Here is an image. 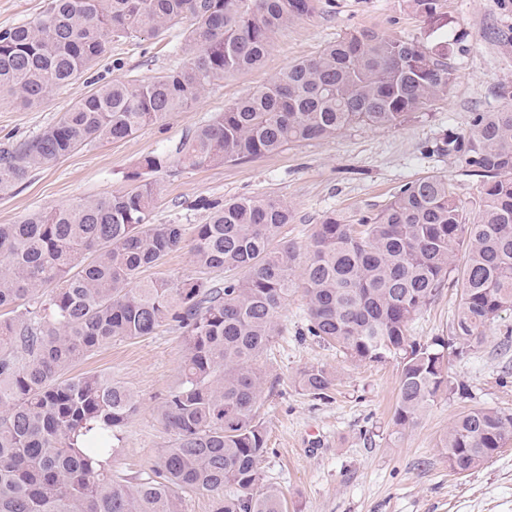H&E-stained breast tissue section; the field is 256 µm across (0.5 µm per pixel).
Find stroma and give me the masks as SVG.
<instances>
[{
	"label": "stroma",
	"instance_id": "stroma-1",
	"mask_svg": "<svg viewBox=\"0 0 512 512\" xmlns=\"http://www.w3.org/2000/svg\"><path fill=\"white\" fill-rule=\"evenodd\" d=\"M440 13L454 21L453 32L436 29L409 0H315L312 13L278 31L261 68L225 75L190 108L123 141L79 147L0 192V224L125 191L128 174L144 156L175 149L225 105L277 78L289 63L313 57L325 44L360 29L428 45L454 35L456 80L449 93L394 129L358 126L332 139L291 144L272 156L161 171L155 176L152 223L183 225L190 239L196 225L207 220L206 212L195 206L198 198L274 195L293 212L282 235L302 251L328 214L357 223L363 215L381 211L402 185L424 176L448 178L461 206L471 207L479 196V179L433 147L448 132H467L473 113L502 106L494 91L512 87V0H442ZM181 40V30L174 29L111 42L90 76L53 92L38 107L0 104V142L32 137L56 123L91 92V78L148 80L174 69ZM142 275L224 278L195 266L186 247ZM457 309L456 289L441 288L412 324L413 338L422 343L448 338ZM281 323L266 363L257 418L268 446L261 467L283 491L288 512H512V439L464 476L449 469L443 448L461 413L488 407L512 412V344L504 342L512 337V311L502 313L480 344L458 345L450 356L447 386L403 431L393 423L396 362L354 364L308 336L302 293L291 298ZM182 346L181 330L165 325L150 336L112 341L73 369L77 375L112 377L137 395L139 409L120 431L115 463L126 473L147 469L172 441L157 408L178 381ZM311 366L336 372L338 385L331 398L313 399L298 386L299 373Z\"/></svg>",
	"mask_w": 512,
	"mask_h": 512
}]
</instances>
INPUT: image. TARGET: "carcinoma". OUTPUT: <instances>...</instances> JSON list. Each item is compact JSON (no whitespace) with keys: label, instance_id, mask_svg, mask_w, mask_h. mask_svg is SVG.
I'll list each match as a JSON object with an SVG mask.
<instances>
[{"label":"carcinoma","instance_id":"cac0c4a2","mask_svg":"<svg viewBox=\"0 0 512 512\" xmlns=\"http://www.w3.org/2000/svg\"><path fill=\"white\" fill-rule=\"evenodd\" d=\"M434 18L440 0H411ZM313 0H50L42 17L0 30V94L38 106L89 70L113 38L161 34L189 22L179 65L148 81L113 80L38 135L0 145V192L78 147L116 142L198 101L227 74L257 69L288 22ZM456 79L450 42L353 31L296 60L260 89L226 105L176 149L150 153L127 191L0 224V512H183L201 493L212 512H285L265 479V429L256 421L263 359L281 332L294 289L307 301V333L355 364L397 361L395 426L413 425L448 383L456 343L476 344L512 309V104L475 112L442 151L481 179L477 210L454 185L425 176L377 213L317 225L306 260L280 239L291 222L280 198L202 199L194 264L224 281L144 280L143 268L182 248L180 224H153V175L237 162L362 125L396 128L445 95ZM459 288L448 339L410 340L409 325L445 282ZM183 332L179 382L159 409L173 436L148 470H114L118 430L136 413L133 392L112 378L65 374L114 339ZM336 376L300 372L311 397ZM512 437V413L479 408L448 428V468L465 475Z\"/></svg>","mask_w":512,"mask_h":512}]
</instances>
